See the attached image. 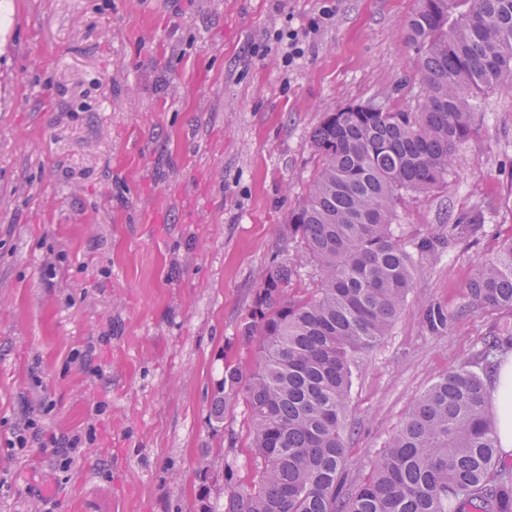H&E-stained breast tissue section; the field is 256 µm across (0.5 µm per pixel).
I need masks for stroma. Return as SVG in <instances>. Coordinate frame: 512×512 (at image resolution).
<instances>
[{
	"instance_id": "35a3bbf8",
	"label": "stroma",
	"mask_w": 512,
	"mask_h": 512,
	"mask_svg": "<svg viewBox=\"0 0 512 512\" xmlns=\"http://www.w3.org/2000/svg\"><path fill=\"white\" fill-rule=\"evenodd\" d=\"M417 0H0V512H219L224 465L250 486L244 405L211 419L224 364L288 215L317 167L324 113L413 107ZM294 29L301 55L278 38ZM447 183L403 193L406 245L477 206L492 228L418 260L392 332L359 356L348 478L439 375L476 362L507 311L467 284L512 236V91ZM447 332L431 334L426 304ZM81 444L67 468L19 424ZM424 321L432 334H442L448 329V312L441 306L429 304L424 309Z\"/></svg>"
}]
</instances>
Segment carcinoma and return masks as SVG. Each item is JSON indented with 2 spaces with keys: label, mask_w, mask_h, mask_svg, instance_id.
Wrapping results in <instances>:
<instances>
[{
  "label": "carcinoma",
  "mask_w": 512,
  "mask_h": 512,
  "mask_svg": "<svg viewBox=\"0 0 512 512\" xmlns=\"http://www.w3.org/2000/svg\"><path fill=\"white\" fill-rule=\"evenodd\" d=\"M408 39L421 53L416 110L369 104L325 113L312 134L318 167L290 215L294 265L262 276L240 328L253 366L224 363L216 422L242 403L251 424L254 484L227 466L222 512H512V461L488 410L494 359L512 349V321L482 337L481 370L458 368L420 395L371 471L348 482L345 439L357 355L389 335L415 277L413 254L440 256L490 231L480 206L411 252L393 229L404 191L448 182L482 113L479 93L512 88V0H418ZM311 269L317 287L293 295ZM470 305L512 313V237L468 286ZM429 332L448 311L424 309Z\"/></svg>",
  "instance_id": "obj_1"
}]
</instances>
